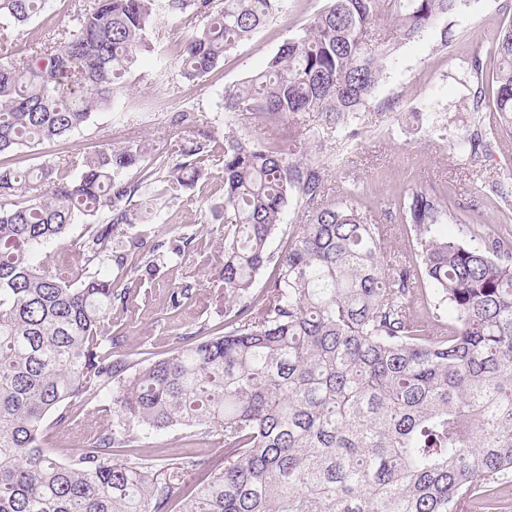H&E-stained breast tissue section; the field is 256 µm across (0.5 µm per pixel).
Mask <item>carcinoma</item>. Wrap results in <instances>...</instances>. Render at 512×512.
<instances>
[{"instance_id":"carcinoma-1","label":"carcinoma","mask_w":512,"mask_h":512,"mask_svg":"<svg viewBox=\"0 0 512 512\" xmlns=\"http://www.w3.org/2000/svg\"><path fill=\"white\" fill-rule=\"evenodd\" d=\"M459 0H329L265 68L224 89V111L285 120L311 112L341 131L379 86L397 49L438 29ZM46 0H0V23L23 25ZM282 0H93L72 29L0 64V155L63 137L109 109L160 15L203 22L176 52L200 79L281 9ZM494 135L512 134V22L488 48ZM222 165L224 332L148 365L112 360V307L180 258L193 238L159 240L146 254L112 256L124 227L147 223L140 190L164 205ZM138 173L128 178L129 170ZM21 171L0 163V512H506L512 486V230L448 234L460 207L425 186L399 201L413 232L396 262L379 224L348 196L314 206L323 167L295 141L224 134L175 153L105 149ZM309 210L281 249L286 208ZM80 220L96 231L67 246L77 280L32 256ZM122 290L99 272L110 260ZM266 287L254 291L267 268ZM196 293L184 282L172 308ZM112 392V426L66 461L40 446L50 416ZM197 429L224 445L151 458L141 433Z\"/></svg>"}]
</instances>
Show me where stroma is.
Returning a JSON list of instances; mask_svg holds the SVG:
<instances>
[{"label": "stroma", "instance_id": "1", "mask_svg": "<svg viewBox=\"0 0 512 512\" xmlns=\"http://www.w3.org/2000/svg\"><path fill=\"white\" fill-rule=\"evenodd\" d=\"M89 2L49 0L44 11L27 24L0 28V62L71 27ZM325 5L326 0H285L282 12L227 53L215 70L194 81L183 78L174 62L177 48L189 32L187 25L161 18L155 59L143 60L128 76L112 110L94 113L67 137L24 149L13 156L12 165L28 170L128 145L155 154L177 140H192L203 133L223 139L229 127L239 137L258 143L290 132L286 122L268 123L249 114L225 112L222 96L225 87L261 70ZM511 21L512 0H462L451 18L448 37L429 30L394 54L379 87L350 123L354 136L320 138L321 115L305 116L297 149L324 167L326 189L321 204L340 201L350 193L357 195L378 223L393 228L383 245L385 258L400 255L407 246L396 205L404 191L415 185L452 196L468 216V223L449 225L450 233L467 239L496 230L501 199L495 187H512V137L502 136L475 155L461 151L458 144L475 138L495 122L491 109H473L477 77L467 64L473 56H480L484 73H491L493 62L487 49L501 27ZM184 110L200 114L202 124L176 125L177 113ZM222 194V174L209 168L193 188L183 191L182 201L173 205V223L134 225L133 234L148 246L156 239L180 234L192 236L193 243L181 261L167 263L154 280L138 288L134 312L113 309V358L145 365L182 346L189 334L206 336L223 328L224 291L217 286L215 259L224 251V226L210 210ZM188 271L195 274L202 290L179 308H172L171 293ZM111 399L107 390L89 400L72 402L71 423L48 427L45 448L58 459H68L84 446L91 431L111 426V418L99 414L100 407ZM173 449L198 452L216 461L224 456L223 446L192 439L185 427L146 433L140 447L141 452L153 455Z\"/></svg>", "mask_w": 512, "mask_h": 512}]
</instances>
